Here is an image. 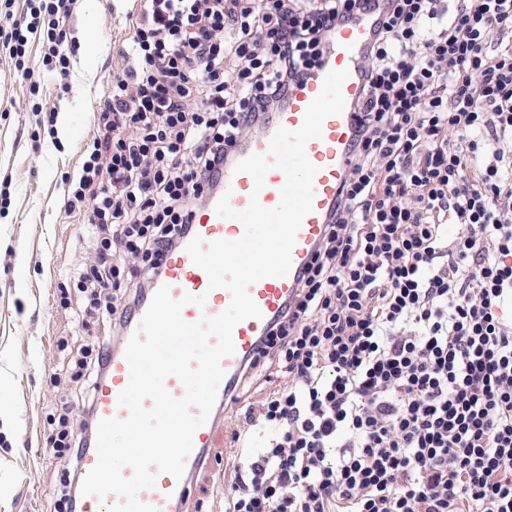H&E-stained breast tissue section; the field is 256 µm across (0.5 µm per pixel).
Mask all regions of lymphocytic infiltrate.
<instances>
[{
  "label": "lymphocytic infiltrate",
  "mask_w": 512,
  "mask_h": 512,
  "mask_svg": "<svg viewBox=\"0 0 512 512\" xmlns=\"http://www.w3.org/2000/svg\"><path fill=\"white\" fill-rule=\"evenodd\" d=\"M77 0H25L0 51L36 94L29 44L67 95ZM374 0H140L122 72L81 147L66 211L97 264L60 290L126 324L224 173L227 150ZM350 167L265 343L287 387L248 407L266 448L225 512H512V0H385ZM57 407L53 454L85 444Z\"/></svg>",
  "instance_id": "lymphocytic-infiltrate-1"
}]
</instances>
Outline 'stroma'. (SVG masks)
I'll return each instance as SVG.
<instances>
[{
	"label": "stroma",
	"mask_w": 512,
	"mask_h": 512,
	"mask_svg": "<svg viewBox=\"0 0 512 512\" xmlns=\"http://www.w3.org/2000/svg\"><path fill=\"white\" fill-rule=\"evenodd\" d=\"M130 0H78L66 21L77 50L57 98L56 74L37 70L38 96H29L13 62L0 55V181L11 182V205L0 212V512H55L57 476L65 466L46 450L50 416L77 390L69 362L88 338L119 342L109 322L84 325L62 307L58 287L76 266L91 268L88 225L64 209L66 179L80 148L96 131L93 114L102 88L123 68L117 51L129 35ZM57 110V137L39 133L33 105ZM228 422L214 449L215 467L199 473L190 512H224L219 472L246 467Z\"/></svg>",
	"instance_id": "1"
}]
</instances>
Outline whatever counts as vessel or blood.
<instances>
[{
  "mask_svg": "<svg viewBox=\"0 0 512 512\" xmlns=\"http://www.w3.org/2000/svg\"><path fill=\"white\" fill-rule=\"evenodd\" d=\"M381 22L382 15L375 10L330 30L325 36L327 50L323 58L291 91L285 107L269 113L262 128L240 142L233 151L231 161L224 165L219 189L220 192H230L233 209H245L254 197L263 207L277 206L286 181L284 173L277 168L270 169L263 188L258 190L250 175L236 172L237 162L252 154L267 153L270 139L277 128L299 129L307 107L322 89L326 74L332 70L348 71L349 76L342 85L345 102L342 114L327 118L321 137L308 141L306 145V155L317 166L318 172L313 180V209L303 219L296 234L290 271L286 276L266 277L249 286L248 292L261 315L243 320L233 329L235 351L221 361L225 375L218 387L217 400L208 421L193 436V450L185 460L182 478L177 479L167 473L157 474L154 486L137 494L141 503L154 507L156 512H188L194 477L214 465L213 450L218 446L220 421L231 412L239 385L248 370L259 362L264 341L296 293L299 277L324 235L331 207L349 168V146L357 123L355 105L363 96L361 61L374 41ZM218 200V194L211 195L193 214L190 234L200 237L206 244L216 240L234 241L244 233L240 221L217 214L215 206ZM208 284L206 272L192 262L185 249H178L167 257L162 275L151 281L146 300L134 309L125 331L126 336L138 333L141 319L149 306V297L154 296L156 289L163 285L169 287L171 297L176 300L188 294L193 297L206 295L205 306H198L194 302L185 304L181 316L186 322L195 323L203 317L220 314L228 307L231 295L223 288L209 290ZM124 352V347L120 346L108 356L105 372L95 385L91 404L93 421L124 419L128 416L127 409L118 404V396L130 380Z\"/></svg>",
  "mask_w": 512,
  "mask_h": 512,
  "instance_id": "vessel-or-blood-1",
  "label": "vessel or blood"
}]
</instances>
